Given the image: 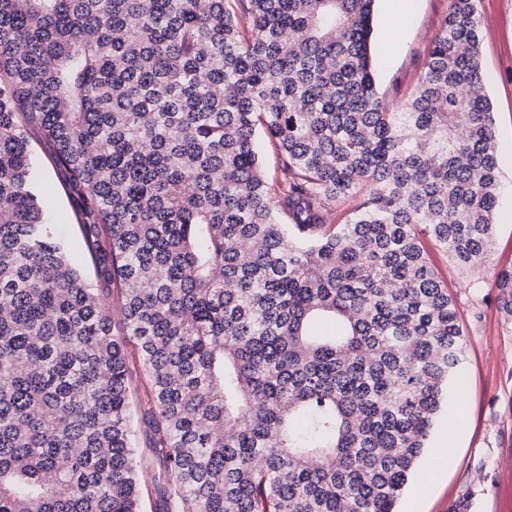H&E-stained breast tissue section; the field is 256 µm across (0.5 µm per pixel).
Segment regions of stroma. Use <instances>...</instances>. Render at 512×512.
<instances>
[{
	"label": "stroma",
	"mask_w": 512,
	"mask_h": 512,
	"mask_svg": "<svg viewBox=\"0 0 512 512\" xmlns=\"http://www.w3.org/2000/svg\"><path fill=\"white\" fill-rule=\"evenodd\" d=\"M480 62L498 145L501 203L486 261L460 268L431 248L430 258L455 300L464 331L461 362L448 382L441 412L419 470L429 474L432 451L444 459L441 478L423 492L407 488L413 512H512V319L497 304L496 273L512 266V0H478ZM448 0H376L372 64L379 95L400 107L415 89ZM37 184L51 223L85 278L93 272L81 249L68 200L44 145L32 143Z\"/></svg>",
	"instance_id": "35a3bbf8"
}]
</instances>
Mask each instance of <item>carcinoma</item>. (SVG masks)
I'll list each match as a JSON object with an SVG mask.
<instances>
[{"label":"carcinoma","instance_id":"obj_1","mask_svg":"<svg viewBox=\"0 0 512 512\" xmlns=\"http://www.w3.org/2000/svg\"><path fill=\"white\" fill-rule=\"evenodd\" d=\"M374 2L0 0V512H141L155 461L166 512H398L463 348L428 245L486 260L499 169L477 0L394 111ZM261 156L263 160V167L270 184L277 188V184L281 178V171L276 158V153L273 146L265 139L260 138ZM31 150L37 162V184L41 196L46 201L49 220L52 224H56L58 232L66 243L73 265L91 282L93 272L82 253L78 227L68 200L56 182L49 165L47 149L43 144L32 142ZM127 354H128V366L134 377L136 384V391L134 393L133 399L135 404V421L140 417L139 409L143 408L145 403L147 402L149 386L147 384V380L144 376L142 365L139 358V353L137 348L131 343L127 346ZM138 411V412H137Z\"/></svg>","mask_w":512,"mask_h":512}]
</instances>
